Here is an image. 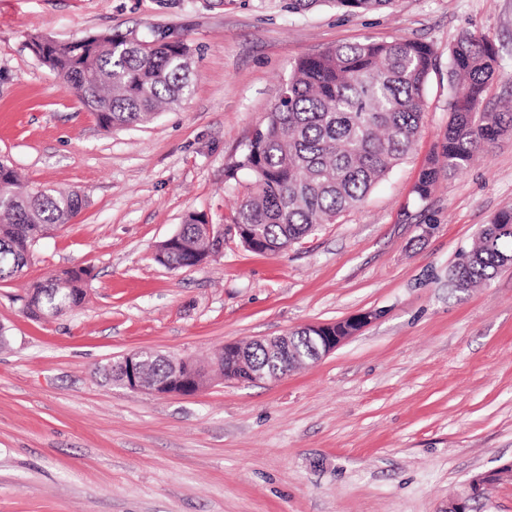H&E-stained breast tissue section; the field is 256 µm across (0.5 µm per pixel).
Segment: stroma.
Masks as SVG:
<instances>
[{"label":"stroma","mask_w":512,"mask_h":512,"mask_svg":"<svg viewBox=\"0 0 512 512\" xmlns=\"http://www.w3.org/2000/svg\"><path fill=\"white\" fill-rule=\"evenodd\" d=\"M182 37L191 92L152 122L102 129L34 37ZM488 38L512 99V0H394L347 14L326 0H0V159L32 187L77 190L81 212L0 281V512H445L475 475L512 464V267L463 290L450 271L512 211V131L426 200L412 189L449 119L448 49ZM405 37L437 68L413 150L365 200L280 252L232 222L251 187L227 178L300 57ZM224 247L177 272L154 258L185 215ZM88 267L83 303L35 320L33 283ZM372 321L276 382L190 396L106 382L140 348L211 370L218 349L359 314Z\"/></svg>","instance_id":"35a3bbf8"}]
</instances>
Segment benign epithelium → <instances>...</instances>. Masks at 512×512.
Listing matches in <instances>:
<instances>
[{
    "label": "benign epithelium",
    "mask_w": 512,
    "mask_h": 512,
    "mask_svg": "<svg viewBox=\"0 0 512 512\" xmlns=\"http://www.w3.org/2000/svg\"><path fill=\"white\" fill-rule=\"evenodd\" d=\"M356 318H349L341 323H313L304 326L309 338L314 342L313 350L308 353V358L318 361L324 356L333 353L340 345L352 337L356 330L347 327ZM266 350L269 354L282 357L290 355L289 336L283 334L265 340ZM224 378L237 380L244 378L247 382L276 381L284 377V374L257 368L249 363L244 346L238 343L224 345ZM154 360H164L172 364L173 374L170 378L148 380L145 372L149 364ZM112 365V381L132 391H148L157 395H183L189 396L199 392L191 369L182 367V361L174 359L170 355L161 354L149 348H140L133 352L125 353L110 362ZM506 470L500 468L485 474L477 475L468 482V492L448 503L445 512H465L464 507L468 500L479 498L485 494L489 486L494 484L500 475Z\"/></svg>",
    "instance_id": "benign-epithelium-1"
}]
</instances>
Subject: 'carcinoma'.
Wrapping results in <instances>:
<instances>
[{"instance_id":"1","label":"carcinoma","mask_w":512,"mask_h":512,"mask_svg":"<svg viewBox=\"0 0 512 512\" xmlns=\"http://www.w3.org/2000/svg\"><path fill=\"white\" fill-rule=\"evenodd\" d=\"M332 2L356 14L391 0ZM29 46L104 129L146 124L190 93V51L182 39L110 34L71 42L34 38ZM496 66L495 48L485 37L464 34L449 49L448 127L413 187L418 199L512 129V106L487 97ZM436 68L431 45L403 37L340 44L299 58L281 87L284 97L277 98L228 170V177L242 171L253 184L233 217L251 233L243 243L250 249H283L361 203L411 150L424 116V90ZM83 203L77 191L32 189L0 161V280L20 275L33 246L51 229L70 223ZM199 221L186 215L175 243H159L166 268H189L210 251ZM511 265L508 210L459 254L453 275L457 286L467 289ZM88 276L90 269L80 268L34 284L26 303L29 316L58 317L80 305ZM247 348L257 364H278L262 346L251 342Z\"/></svg>"}]
</instances>
